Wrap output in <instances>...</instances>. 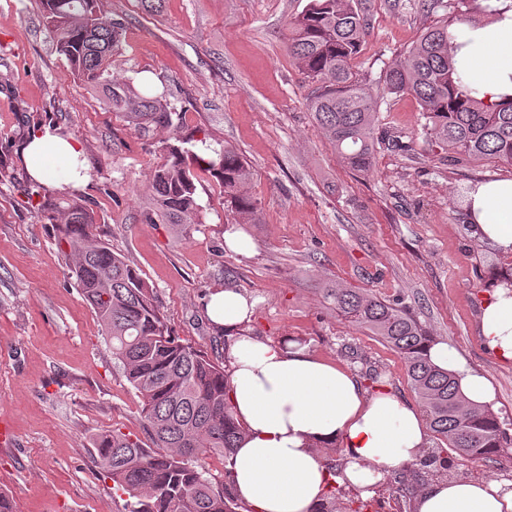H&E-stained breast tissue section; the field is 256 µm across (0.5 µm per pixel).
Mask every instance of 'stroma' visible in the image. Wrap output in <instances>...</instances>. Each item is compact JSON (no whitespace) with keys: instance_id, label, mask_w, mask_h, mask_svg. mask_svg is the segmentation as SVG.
Listing matches in <instances>:
<instances>
[{"instance_id":"1","label":"stroma","mask_w":512,"mask_h":512,"mask_svg":"<svg viewBox=\"0 0 512 512\" xmlns=\"http://www.w3.org/2000/svg\"><path fill=\"white\" fill-rule=\"evenodd\" d=\"M307 2L165 0L151 15L139 0H105L125 29L114 79L166 95L182 114L172 133L138 131L105 111L57 51L39 0H0V428L12 436L0 442V491L16 512H126L97 473L91 439L118 429L150 441L141 399L69 276L55 225L28 199L35 191L59 207L75 196L90 203L96 234L153 288L182 342L226 350L205 303L236 288L257 302L250 334L293 337L364 390L379 382L417 403L399 354L324 300L323 288L339 283L408 307L491 380L493 410L512 424V362L488 353L478 331L484 286L512 275V254L476 237L466 209L471 186L512 178V164L450 165L428 145L417 100L381 84L448 13L429 0H360L369 28L353 68L377 100L380 131L401 146L378 148L373 167L356 172L317 131L314 86L286 51L288 22ZM45 127L77 143L79 186L63 167L50 187L29 176L21 148ZM172 134L197 153L238 150L252 173L255 223L236 224L222 182L203 170L190 238L145 222L150 177L165 161L160 142ZM237 230L250 254L225 245V232Z\"/></svg>"}]
</instances>
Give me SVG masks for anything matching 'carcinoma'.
Here are the masks:
<instances>
[{"label": "carcinoma", "mask_w": 512, "mask_h": 512, "mask_svg": "<svg viewBox=\"0 0 512 512\" xmlns=\"http://www.w3.org/2000/svg\"><path fill=\"white\" fill-rule=\"evenodd\" d=\"M46 25L73 74L90 88L105 92L104 106L138 130L174 127L175 108L149 96L131 81L110 79L112 56L122 47L123 24L101 9V0H40ZM368 30L367 15L357 0H309L289 22L288 55L308 80L317 84L310 101L319 131L350 169L368 170L377 147L399 141L375 135L376 105L351 61ZM448 22L426 29L384 76L389 94H409L421 107L424 132L431 145L448 154V162L483 161L512 164V101L487 105L472 95L452 64ZM167 161L154 170L146 221L172 224L190 236L198 223L194 168L224 185L241 224L252 221L257 203L242 188L251 172L231 146L212 150L207 162L195 153L167 143ZM94 213L74 198L64 208L58 243L69 248V270L91 305L127 381L142 400L141 414L152 446L112 430L92 440L99 475L128 497V512H240L230 470L215 477L206 459L218 455L224 464L240 438L227 400V373L218 359L173 335L156 304L153 289L139 272L93 232ZM324 298L351 322L397 352L405 364L435 438L432 468L423 476H452L447 451L484 460L512 446V435L489 408L466 403L453 373L427 358L433 342L404 308L354 288H326ZM381 501L360 493L348 500V512H370Z\"/></svg>", "instance_id": "obj_1"}]
</instances>
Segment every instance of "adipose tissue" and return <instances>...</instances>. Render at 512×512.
Here are the masks:
<instances>
[{"label":"adipose tissue","instance_id":"adipose-tissue-1","mask_svg":"<svg viewBox=\"0 0 512 512\" xmlns=\"http://www.w3.org/2000/svg\"><path fill=\"white\" fill-rule=\"evenodd\" d=\"M457 70L479 99L499 104L512 99V0L488 25H463L454 33ZM79 149L50 130L35 133L23 148L30 174L52 184L51 161L75 162ZM473 231L500 251L512 253V179L478 184L468 209ZM479 334L496 358L512 362V282L485 285ZM255 300L235 288L211 293L210 321L230 342L228 401L242 428L229 469L233 488L248 512H319L326 491L339 484L376 495L385 477L422 467L430 456L429 426L417 406L390 388L368 394L346 370L323 361L290 339L277 342L245 332ZM427 356L454 373L463 398L489 407L495 392L488 377L441 342ZM337 449L339 475H330L321 451ZM414 512H512V481L464 477L430 481L418 494Z\"/></svg>","mask_w":512,"mask_h":512}]
</instances>
